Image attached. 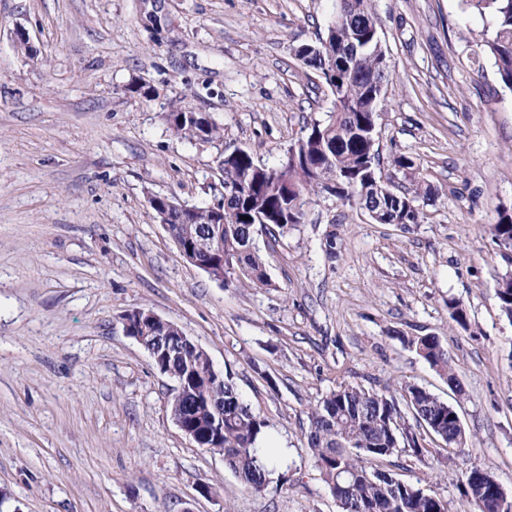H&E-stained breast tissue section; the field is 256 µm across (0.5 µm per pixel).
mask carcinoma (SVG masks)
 <instances>
[{
    "label": "carcinoma",
    "instance_id": "carcinoma-1",
    "mask_svg": "<svg viewBox=\"0 0 512 512\" xmlns=\"http://www.w3.org/2000/svg\"><path fill=\"white\" fill-rule=\"evenodd\" d=\"M471 13L490 15L494 31L484 43L494 60L501 82L512 89V0H462ZM326 38L340 54H352V71L344 91L324 123H315L283 154L277 166L265 168L254 163L251 154L240 149L224 158V184L239 187L236 194L222 197L224 216L217 218L208 206L187 207L170 199L165 210L156 211L160 222L168 225L173 238L187 244L203 239L224 252V262L212 263L213 256L197 251L195 256L214 280L239 286L269 288L265 262L253 250L255 235H284L296 227L297 201L325 192L354 202L360 209L374 210L390 224H419L424 212L419 199L431 200V187L416 185L413 191L393 192V196L362 192L358 180L365 170L376 165L379 157L373 140L365 138V126L375 120L369 96L388 79L385 52L375 29L368 0H342ZM305 66L316 71L326 85L332 84L336 57L327 52H310ZM166 124L178 135L207 142L224 138V128L205 112L178 107L164 113ZM268 211V223L278 231L253 223L254 213ZM496 244L512 250V211H498L490 225ZM496 298L502 314L512 320V276L498 283ZM147 349L164 354L155 367L186 382L183 397L173 399L175 413L184 417L186 429L197 446L224 456L225 465L244 487L261 491L270 482L276 465L269 463L273 451L263 446L267 420L255 413L240 397L230 373H213V364L205 349L189 340L170 339L160 323L148 331H139ZM432 369L448 382L458 378L447 348L436 336L401 338ZM411 412L410 424L400 404ZM224 416V429L214 431L213 419ZM306 445L311 452L330 494L339 502L341 512H448L444 499L431 489L404 482L379 469V465L403 451L424 457L427 449L420 443L422 428L444 441L452 449L466 442L458 425L456 408L429 390L407 382L397 391H375L354 385H341L326 395L309 414ZM493 475L479 469L464 474L462 495L467 512H493L482 506L485 491Z\"/></svg>",
    "mask_w": 512,
    "mask_h": 512
}]
</instances>
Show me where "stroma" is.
<instances>
[{
    "label": "stroma",
    "mask_w": 512,
    "mask_h": 512,
    "mask_svg": "<svg viewBox=\"0 0 512 512\" xmlns=\"http://www.w3.org/2000/svg\"><path fill=\"white\" fill-rule=\"evenodd\" d=\"M369 8L389 62L376 176L435 196L419 224L313 197L288 235L256 237L272 285L249 288L184 261L149 198L216 203L224 156L274 166L326 119L334 97L294 50L326 34L336 0H171L174 45L138 0H0V512H340L306 446L310 409L342 384L405 381L456 408L466 443L426 438L425 460L388 471L449 512L470 468L512 490V321L495 296L512 257L489 232L512 210V90L481 54L492 21L461 0ZM172 106L223 140L180 138ZM137 309L181 328L269 421L288 454L262 491L175 425L174 381L124 332ZM424 335L462 393L401 342Z\"/></svg>",
    "instance_id": "35a3bbf8"
}]
</instances>
